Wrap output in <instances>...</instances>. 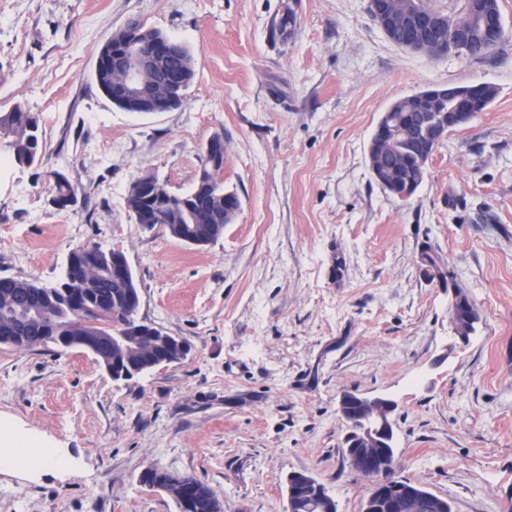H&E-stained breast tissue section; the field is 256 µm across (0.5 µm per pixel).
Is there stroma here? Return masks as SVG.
<instances>
[{"label": "stroma", "instance_id": "stroma-1", "mask_svg": "<svg viewBox=\"0 0 512 512\" xmlns=\"http://www.w3.org/2000/svg\"><path fill=\"white\" fill-rule=\"evenodd\" d=\"M130 20L190 50L178 109L126 112L98 88L97 55ZM474 83L493 103L447 133L413 196L383 191L367 146L387 107ZM17 104L39 119L44 162L0 166V276L50 287L75 247L121 250L138 319L189 352L116 382L81 349L0 345V420L78 460L0 468V512H179L141 483L152 466L196 475L224 512H287L291 471L362 512L346 390L394 401L396 477L454 512L512 507V38L480 60L414 54L368 0H0V112ZM216 134L241 200L223 236L197 248L133 223L130 181L190 190ZM50 168L76 206L50 203ZM425 244L475 304L468 340L423 273Z\"/></svg>", "mask_w": 512, "mask_h": 512}]
</instances>
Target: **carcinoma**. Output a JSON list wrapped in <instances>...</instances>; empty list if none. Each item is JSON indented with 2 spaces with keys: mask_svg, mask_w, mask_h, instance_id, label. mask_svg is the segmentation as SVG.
Listing matches in <instances>:
<instances>
[{
  "mask_svg": "<svg viewBox=\"0 0 512 512\" xmlns=\"http://www.w3.org/2000/svg\"><path fill=\"white\" fill-rule=\"evenodd\" d=\"M401 22L410 14L414 0H381ZM445 32L461 33L464 45L472 58H482L492 52L485 41L481 14L475 0H448L444 9L438 10ZM26 111L21 105L8 112H0V142L10 145V154L16 163L23 166L35 164L36 158L43 157L38 117L20 119ZM455 111L451 100L442 98L433 88L424 89L394 101L377 123V130L368 143L369 169L373 180L385 191L402 197L412 196L422 183L430 157L415 154L414 143L417 137L429 142V152H434L445 137L434 119ZM60 172H48L51 202L68 196H77L76 189L68 178L57 179ZM126 208H147L155 218V223L164 226L170 236L183 235L186 221L184 208L194 212L195 240L203 246L216 241L224 233V225L230 223L238 208V200L224 202V185L212 176L196 181L188 191L179 197L162 204L160 201H144L132 193H126ZM421 264H430L434 269L432 277L442 281L454 279L450 273L442 272L443 260L431 247L425 246L420 252ZM78 293L84 306L97 308L96 314L89 316L83 306L70 305L71 294ZM138 286L133 273L117 277L112 274L111 264L104 259L95 268L85 273L77 282L63 280L47 287L36 281L16 277H0V344L19 348L46 346L44 337L88 336L90 327L86 320L97 324L100 336H110L112 331L129 321L137 314ZM71 315L55 327H50L43 313L50 312L62 316L66 311ZM187 351L176 344L169 345L157 337L146 340L130 350H100L97 358L103 367L118 363L124 367H134L142 372L151 368L153 361L164 356L171 362L181 361ZM184 488L189 494L187 512H223L219 501L210 487L192 474L183 475Z\"/></svg>",
  "mask_w": 512,
  "mask_h": 512,
  "instance_id": "carcinoma-1",
  "label": "carcinoma"
}]
</instances>
